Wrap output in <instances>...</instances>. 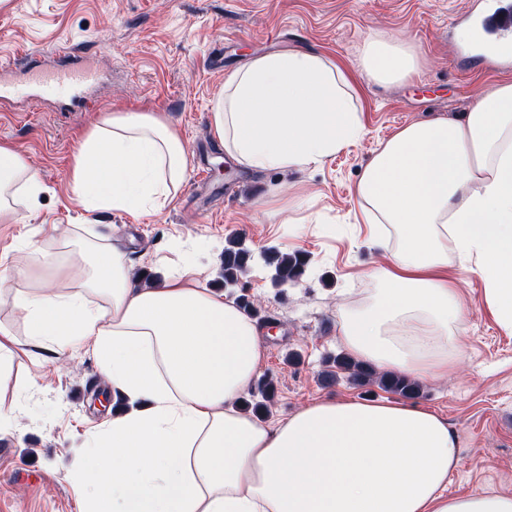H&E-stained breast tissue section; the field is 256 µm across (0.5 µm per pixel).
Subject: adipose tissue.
<instances>
[{"mask_svg": "<svg viewBox=\"0 0 512 512\" xmlns=\"http://www.w3.org/2000/svg\"><path fill=\"white\" fill-rule=\"evenodd\" d=\"M412 50L369 39L360 74L407 79ZM211 126L224 151L255 171H300L362 137L352 75L316 52L250 58L224 80ZM189 168L180 134L154 112H115L72 156L73 189L89 210H163ZM44 191L30 160L0 142V224ZM355 193L368 223L394 240L372 270L380 287L339 308L356 361L415 380L457 365L467 313L449 268L484 283V303L512 335V83L486 86L464 120L409 124L380 144ZM66 287L0 288L27 342L59 353L87 349L123 405L92 438L79 472L82 512H512V494L448 493L459 466L446 420L403 402L325 399L276 421L242 412L264 359L254 320L222 295L170 277L141 284L115 243L63 258L31 242Z\"/></svg>", "mask_w": 512, "mask_h": 512, "instance_id": "ef3b65f1", "label": "adipose tissue"}]
</instances>
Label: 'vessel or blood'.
<instances>
[{
    "label": "vessel or blood",
    "instance_id": "vessel-or-blood-1",
    "mask_svg": "<svg viewBox=\"0 0 512 512\" xmlns=\"http://www.w3.org/2000/svg\"><path fill=\"white\" fill-rule=\"evenodd\" d=\"M469 27L475 49L507 62L512 60V0H493L491 8L470 18ZM57 53L65 64L47 75L41 70L39 55H28L22 62L25 69L42 79L45 91L50 92L67 85L79 87L93 82V72L79 67V57L69 47H58Z\"/></svg>",
    "mask_w": 512,
    "mask_h": 512
}]
</instances>
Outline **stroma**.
Returning <instances> with one entry per match:
<instances>
[{"label":"stroma","instance_id":"1","mask_svg":"<svg viewBox=\"0 0 512 512\" xmlns=\"http://www.w3.org/2000/svg\"><path fill=\"white\" fill-rule=\"evenodd\" d=\"M485 0H6L0 5V59L38 51L46 66L66 44L91 59L96 84L79 106L72 89L43 93L16 73L0 82V140L29 156L47 187L36 208L18 207V221L0 224L5 274L31 256L14 249L29 236L46 249L114 242L134 268L169 277L187 264L226 298L246 295L265 347L260 376L276 392L266 420L286 417L325 398L398 401L396 393L359 386L346 374L324 383L327 357L343 353L338 306L356 307L375 293L370 271L387 256L373 243L355 187L379 144L402 127L443 115L463 119L488 84L512 82L497 61L468 60L466 18ZM380 37L414 50L406 81L361 89L363 136L323 164L301 171H252L233 162L210 122L214 97L247 58L280 49L316 51L356 72L365 41ZM108 112H160L177 129L194 166L161 212L137 216L91 211L73 193L72 155L86 130ZM239 238L254 252L302 251V279L271 285L263 262L238 287L219 277L224 247ZM470 311L461 337L462 368L422 382L416 404L444 417L457 435L461 462L448 481L452 495L484 487L512 494V335L503 334L484 305L473 272L450 269ZM111 382L91 355L54 356L22 346L0 372V403L13 410L0 423V512H80L75 481L90 463L87 443L110 417L94 401Z\"/></svg>","mask_w":512,"mask_h":512}]
</instances>
